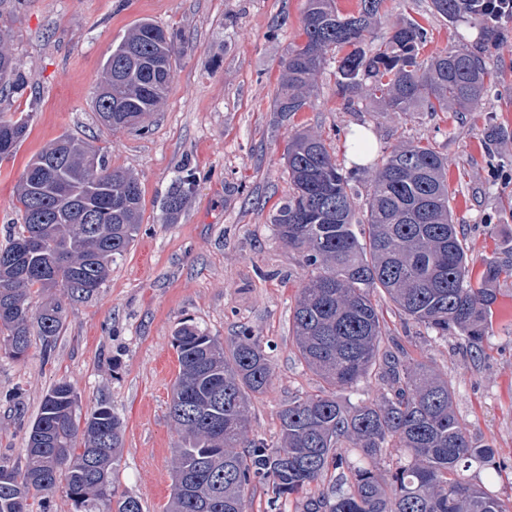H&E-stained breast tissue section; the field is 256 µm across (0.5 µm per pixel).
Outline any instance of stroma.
Instances as JSON below:
<instances>
[{
    "label": "stroma",
    "instance_id": "stroma-1",
    "mask_svg": "<svg viewBox=\"0 0 512 512\" xmlns=\"http://www.w3.org/2000/svg\"><path fill=\"white\" fill-rule=\"evenodd\" d=\"M304 0H5L0 29L31 86L0 99V111L28 112L30 133L0 160V245L20 223L14 186L28 160L60 135L94 140L109 166L132 172L143 196L139 233L113 262L92 298L67 306L50 357L40 342L28 356H0V456L23 466L25 437L47 390L69 381L78 411L111 405L124 423L117 484L144 512H167L171 461L178 436L168 408L179 372L172 336L183 324L211 335L251 327L270 345L274 375L252 402L249 434L276 441L278 412L288 399L314 395L323 382L300 361L292 312L306 276L300 255L271 222L287 195L284 153L297 130L322 134L337 164L352 169L350 137L365 130L374 153L407 141H429L448 160L456 223L470 246L472 273L482 259L512 243V25L490 48V95L468 112L433 115L382 111L370 102L344 106L336 93V62L316 76L307 105L275 112L281 63L303 39ZM424 18V54L448 45L476 50L473 24L435 16L431 0H385L382 23ZM174 32L183 45L174 81L146 130L112 132L97 115L100 64L113 42L141 19ZM201 181L184 211L168 218L161 203L183 170ZM496 314L478 351L457 335L440 337L387 310L384 343L399 341L410 358L447 374L456 413L475 438L506 464H472L466 479L512 499V278L496 287Z\"/></svg>",
    "mask_w": 512,
    "mask_h": 512
}]
</instances>
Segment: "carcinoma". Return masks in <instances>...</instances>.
<instances>
[{"instance_id": "obj_1", "label": "carcinoma", "mask_w": 512, "mask_h": 512, "mask_svg": "<svg viewBox=\"0 0 512 512\" xmlns=\"http://www.w3.org/2000/svg\"><path fill=\"white\" fill-rule=\"evenodd\" d=\"M384 0H358L342 13L336 0H305L304 40L282 63L276 112H299L313 92L328 53L336 60V90L347 106L378 102L385 111L431 113L468 109L489 94L483 57L450 45L421 50L428 30L413 17L394 23L378 49L370 48ZM450 21L478 19L469 0H432ZM174 35L149 20L136 25L103 61L95 94L107 129L142 125L164 104L174 79ZM0 30V93L22 92ZM31 114L0 112V158L26 137ZM290 191L272 216L284 245L301 253L310 276L293 310L299 358L327 389L296 396L278 413L274 442L249 436L252 399L273 378L263 340L245 328L225 340L193 324L173 336L179 363L169 417L178 434L169 512H250L249 492L271 486L275 499L298 494L337 471L332 487L309 500L305 512H512V505L464 478L479 462L501 467L490 445L473 438L453 409L451 381L410 361L401 345L382 348L376 296L438 336L454 332L472 347L492 323L496 285L512 278V246L469 274L468 247L450 211L448 161L430 145H395L374 165L364 203L354 194L358 175L337 167L322 136L299 132L285 154ZM196 173L178 176L163 201L178 215ZM22 223L0 248V353L24 358L32 337L45 358L64 325L66 301L92 297L112 262L140 228L142 191L131 174L111 168L92 140L61 135L29 162L16 186ZM40 237L33 252L27 242ZM46 295L31 305L32 290ZM387 388L370 403L348 404L336 391L353 387L374 369ZM66 381L44 395L31 424L24 469L0 457V512H47L45 494L64 486L75 512H143L139 498L116 485L123 426L99 404L81 418ZM358 450L355 466L335 450ZM401 448L407 462L380 466L382 450Z\"/></svg>"}]
</instances>
